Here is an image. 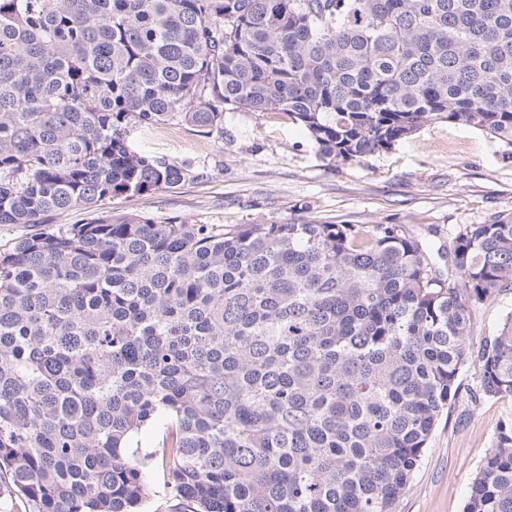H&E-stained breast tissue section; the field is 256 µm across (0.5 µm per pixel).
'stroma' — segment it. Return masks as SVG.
Listing matches in <instances>:
<instances>
[{"mask_svg": "<svg viewBox=\"0 0 512 512\" xmlns=\"http://www.w3.org/2000/svg\"><path fill=\"white\" fill-rule=\"evenodd\" d=\"M132 139L202 177L115 198L106 209L227 228L288 221L401 224L442 252L464 225L512 215V162L503 161L502 144L460 125L429 123L389 151L333 169L317 158L304 128L278 112H227L220 139L196 135L177 121ZM510 310L512 290L476 308L472 342L494 336ZM480 379V362L470 360L397 512H463L500 421L512 415L511 401L473 399Z\"/></svg>", "mask_w": 512, "mask_h": 512, "instance_id": "obj_1", "label": "stroma"}]
</instances>
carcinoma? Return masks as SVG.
Listing matches in <instances>:
<instances>
[{
    "label": "carcinoma",
    "mask_w": 512,
    "mask_h": 512,
    "mask_svg": "<svg viewBox=\"0 0 512 512\" xmlns=\"http://www.w3.org/2000/svg\"><path fill=\"white\" fill-rule=\"evenodd\" d=\"M280 112L328 167L432 121L512 159V0H0V494L28 512H396L466 362L512 400V216L440 258L400 224L99 210L204 177L134 146ZM82 224L45 229L60 210ZM161 424L154 446L137 435ZM464 512H512V416ZM512 309V290L500 294L494 300L473 311L471 340L478 346L485 338L494 336L505 313Z\"/></svg>",
    "instance_id": "carcinoma-1"
}]
</instances>
